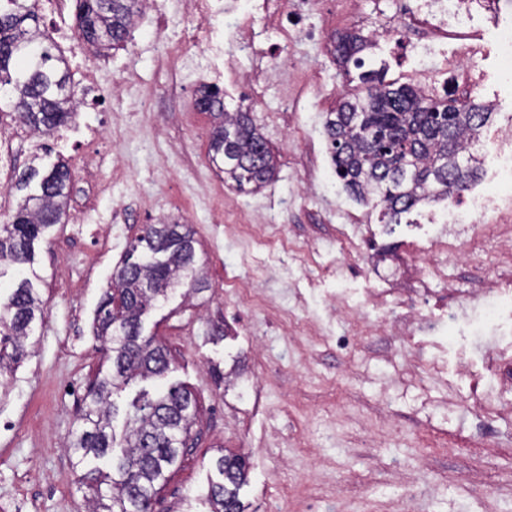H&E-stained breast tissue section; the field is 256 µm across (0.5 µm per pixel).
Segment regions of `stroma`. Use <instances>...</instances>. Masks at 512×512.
Wrapping results in <instances>:
<instances>
[{"instance_id": "35a3bbf8", "label": "stroma", "mask_w": 512, "mask_h": 512, "mask_svg": "<svg viewBox=\"0 0 512 512\" xmlns=\"http://www.w3.org/2000/svg\"><path fill=\"white\" fill-rule=\"evenodd\" d=\"M160 3L136 18L125 48L87 56L106 114L82 113L55 149L17 146L0 172V223L26 196L16 182L28 166L62 160L72 172L66 213L34 264L0 277L5 288L31 279L47 302L25 362L0 377V501L8 512H84L66 443L102 365L94 317L130 243L166 218L195 231L203 288H175L143 318L144 336L170 352L169 382L197 403L194 442L154 512H207L224 449L249 461L245 512H512V414L497 411L512 388L496 375L512 361V314L486 321L448 290L512 277L496 244L512 231V84L495 47L478 61L480 85L459 92L493 106L492 156L466 191L486 208L460 260L447 246V202L388 224L338 187L325 114L361 83L317 43L284 47L269 106L256 112L240 81L255 59L228 67L232 34L212 31L207 82L227 110H250L279 163L259 191L229 188L209 162L213 118L195 108L198 81L157 59V27L178 39L196 21L184 0ZM94 137L112 165L90 193L79 160ZM80 210L111 221L102 246L84 239ZM477 393L489 400L480 415L466 408Z\"/></svg>"}]
</instances>
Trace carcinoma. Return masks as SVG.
Masks as SVG:
<instances>
[{
  "label": "carcinoma",
  "mask_w": 512,
  "mask_h": 512,
  "mask_svg": "<svg viewBox=\"0 0 512 512\" xmlns=\"http://www.w3.org/2000/svg\"><path fill=\"white\" fill-rule=\"evenodd\" d=\"M143 0H75L79 38L98 52L126 46ZM44 25L35 0H0V87L10 89L19 121L36 133H49L76 116L74 86L66 58L44 42ZM368 40L357 33L334 39L336 62L345 74L360 69ZM361 92L343 98L327 113L324 129L336 176L360 201H373L388 222L427 201L456 198L478 177L479 159L468 150L480 140L491 107L474 98L447 93L426 97L418 89L385 82V74L360 76ZM198 108L215 119L210 140L212 163L240 192H256L277 176L274 153L253 124L250 112L224 111L218 89L203 87ZM41 182L0 225V265L34 262L35 244L61 221L68 166L60 161L47 173L30 166L17 181L26 189ZM194 233L183 224H149L133 249L143 257L125 263L113 277L123 309L112 316L107 297L97 317V336L109 365L90 382L89 400L76 420L68 449L79 484L88 492V512H148L166 473L183 456L196 418L192 394L171 386L151 396L142 391L120 407L114 395L135 381L161 380L170 370L164 346L142 335V316L168 290H193L197 264ZM46 305L31 280H21L0 301V373L13 371L27 356L36 323ZM124 412L126 430L117 435L113 421ZM109 462L112 472L89 463ZM220 479L209 482V512H244L239 490L248 481L246 460L222 454L215 460Z\"/></svg>",
  "instance_id": "obj_1"
}]
</instances>
